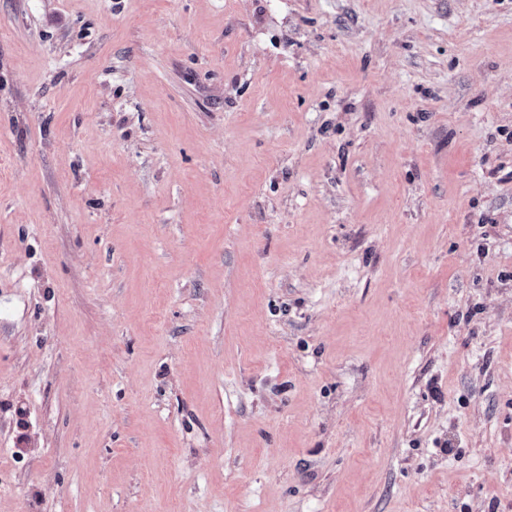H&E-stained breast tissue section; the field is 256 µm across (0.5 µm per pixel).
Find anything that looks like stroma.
<instances>
[{
  "label": "stroma",
  "mask_w": 512,
  "mask_h": 512,
  "mask_svg": "<svg viewBox=\"0 0 512 512\" xmlns=\"http://www.w3.org/2000/svg\"><path fill=\"white\" fill-rule=\"evenodd\" d=\"M0 512H512V0H0Z\"/></svg>",
  "instance_id": "35a3bbf8"
}]
</instances>
